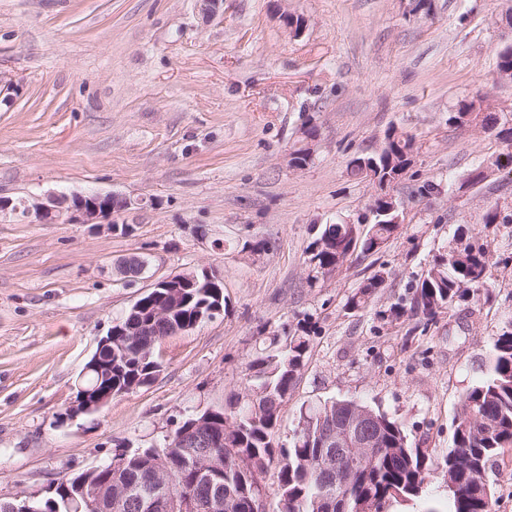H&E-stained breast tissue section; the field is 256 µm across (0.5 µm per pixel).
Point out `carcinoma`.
Wrapping results in <instances>:
<instances>
[{
  "mask_svg": "<svg viewBox=\"0 0 512 512\" xmlns=\"http://www.w3.org/2000/svg\"><path fill=\"white\" fill-rule=\"evenodd\" d=\"M476 119L485 129L499 128L507 122L506 116L491 111L477 113ZM413 149V137L388 130L382 152L371 156L377 176L371 185L382 187L386 176L411 162ZM493 165L512 167V128ZM387 220L385 215L374 219L363 234L353 233L351 225L344 222L322 225L307 251L311 278L338 271L357 249L364 254L379 251L399 229ZM489 261L487 249L469 245L438 254L405 295L378 312L379 318L392 323L409 312L432 318L468 300L487 289ZM384 283V272L379 270L348 296L345 307L354 312L365 309ZM218 297L217 288H188L174 312L156 319L150 332L112 337V395L153 381L161 371L154 348L172 335L173 325L192 321L199 306L212 305ZM308 349L309 340L302 334H270L249 365L251 384L229 406L216 407L210 413L211 422L200 432L199 441L211 454L224 458V470L214 483L197 479L187 449L172 440L126 455L115 454L112 488L128 489L144 500L146 507L140 512H163L157 507L161 498L157 475L166 470L190 498L218 491L230 505L228 512H235L232 505L236 501L262 496V475L277 454L281 463L278 512H327L328 499L338 502L332 512H363L367 503L374 505L376 512H387L393 499L420 497L431 472L439 468L448 470L454 481L448 486L452 512H493L492 488L485 485L482 474L493 468L506 449H512V324L493 338L485 376L464 392L455 419L453 446L443 454L412 445L403 424L380 408L333 397L300 408L290 446L274 448L273 434L305 365ZM366 409L375 415L373 431L379 447L375 456L355 472L351 483L336 490L314 465L325 447L322 434L337 423H353ZM88 478L90 473L83 470L62 479L34 507L38 512H68L70 494Z\"/></svg>",
  "mask_w": 512,
  "mask_h": 512,
  "instance_id": "cac0c4a2",
  "label": "carcinoma"
}]
</instances>
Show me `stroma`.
<instances>
[{
  "label": "stroma",
  "mask_w": 512,
  "mask_h": 512,
  "mask_svg": "<svg viewBox=\"0 0 512 512\" xmlns=\"http://www.w3.org/2000/svg\"><path fill=\"white\" fill-rule=\"evenodd\" d=\"M511 14L512 0H224L213 17L197 0H0V194L133 202L116 226L0 217V499L45 495L117 443H160L244 393L264 336L301 329L309 350L275 447L301 407L336 397L380 406L412 444L447 452L463 392L512 324V223H483L493 205L512 216V174L475 181L502 143L448 114L472 100L512 110V82L497 78ZM307 126L312 161L289 168ZM391 128L419 146L393 190L406 224L310 281L319 227L358 223L373 202L350 161ZM428 181L440 191L423 193ZM462 239L490 253L487 295L433 318H379ZM129 256L147 261L142 277L116 273ZM202 267L224 278V314L157 346L152 383L70 418L99 339L152 283ZM379 269L384 287L347 310ZM450 508L441 469L388 512Z\"/></svg>",
  "instance_id": "1"
}]
</instances>
